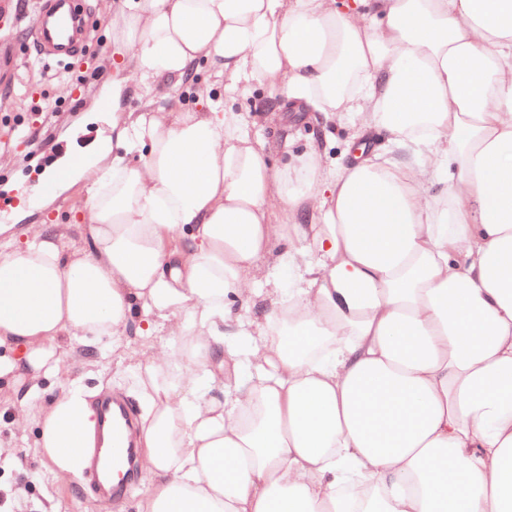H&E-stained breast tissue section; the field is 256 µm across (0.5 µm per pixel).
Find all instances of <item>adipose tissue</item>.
I'll return each mask as SVG.
<instances>
[{
  "label": "adipose tissue",
  "instance_id": "ef3b65f1",
  "mask_svg": "<svg viewBox=\"0 0 512 512\" xmlns=\"http://www.w3.org/2000/svg\"><path fill=\"white\" fill-rule=\"evenodd\" d=\"M125 2L113 99L204 65L389 148L279 167L239 113L113 111L114 143L45 178L84 182L89 251L0 225L10 427L77 481L96 418L68 344L165 331L132 366L137 512H512V0Z\"/></svg>",
  "mask_w": 512,
  "mask_h": 512
}]
</instances>
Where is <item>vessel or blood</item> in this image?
<instances>
[{"mask_svg": "<svg viewBox=\"0 0 512 512\" xmlns=\"http://www.w3.org/2000/svg\"><path fill=\"white\" fill-rule=\"evenodd\" d=\"M31 26L37 60L67 65L86 51L95 21L89 0H38ZM94 409L98 437L86 450L85 477L94 497L110 506L137 482L134 414L130 403L109 394Z\"/></svg>", "mask_w": 512, "mask_h": 512, "instance_id": "vessel-or-blood-1", "label": "vessel or blood"}]
</instances>
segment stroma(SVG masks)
I'll use <instances>...</instances> for the list:
<instances>
[{
    "label": "stroma",
    "mask_w": 512,
    "mask_h": 512,
    "mask_svg": "<svg viewBox=\"0 0 512 512\" xmlns=\"http://www.w3.org/2000/svg\"><path fill=\"white\" fill-rule=\"evenodd\" d=\"M33 7L27 0H0V43L15 45L21 52L17 61V76L33 80L36 88L34 99L40 100L44 113L35 115L19 110L13 92L14 82L0 75V111L10 120L20 118L39 133L35 143L22 141L12 132L9 122L0 123V194L15 195L26 189L24 200L12 207L9 223L16 233H23L27 225L46 222L64 225L67 251H85L87 238L73 224L78 211L87 203L84 183L66 187L53 197H36L34 190L49 159H61L66 151H77L95 141L112 136V115L99 111L97 102L112 93V74L104 72L93 92L82 97L78 110H70L66 100L78 94L75 83L62 81V68L48 65L35 66L27 49L31 42V17ZM212 86V103L220 107L225 103L222 84H210L207 70H199L193 79L162 78L156 91L155 104L166 107L181 103L196 107L197 88ZM284 129L278 139L290 138L295 148L313 143L324 150L328 161L344 160L346 133L343 129L324 124L312 112H286ZM146 339L136 335L122 337L116 345L105 347L93 354L74 348L72 370L93 390L100 388L129 394L134 378L130 365L136 352L144 349ZM0 438L13 440L18 448L14 467H0V485L11 488L15 497L12 512H40L41 507L55 504L58 512H102L94 496L83 483H60L53 479L41 461L35 445L34 432L13 435L10 427L0 426Z\"/></svg>",
    "instance_id": "stroma-1"
}]
</instances>
